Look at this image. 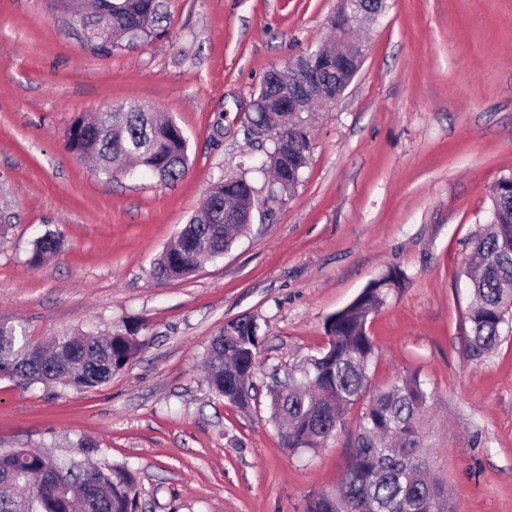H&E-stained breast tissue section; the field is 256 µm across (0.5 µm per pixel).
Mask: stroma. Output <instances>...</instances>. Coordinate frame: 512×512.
Here are the masks:
<instances>
[{
    "label": "stroma",
    "mask_w": 512,
    "mask_h": 512,
    "mask_svg": "<svg viewBox=\"0 0 512 512\" xmlns=\"http://www.w3.org/2000/svg\"><path fill=\"white\" fill-rule=\"evenodd\" d=\"M165 3V37L102 58L47 0H0V214L12 224L0 324L44 345L124 327L141 342L89 391L0 379V452L128 465L143 512H303L337 490L350 431L288 455L270 375L325 349L327 318L398 268L409 284L367 324L371 386L423 380L430 466L457 512H512V334L467 359L463 273L490 190L512 174V0H386L376 23H353L363 62L340 99L317 105L310 164L275 222L189 277L157 280L152 262L213 182L262 157L243 125L266 71L315 50L341 7ZM133 102L182 128L189 173L176 184L110 181L65 149L75 119ZM47 231L62 250L31 266ZM242 316L263 335L245 408L204 379L212 337Z\"/></svg>",
    "instance_id": "1"
}]
</instances>
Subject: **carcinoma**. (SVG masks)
<instances>
[{"label": "carcinoma", "mask_w": 512, "mask_h": 512, "mask_svg": "<svg viewBox=\"0 0 512 512\" xmlns=\"http://www.w3.org/2000/svg\"><path fill=\"white\" fill-rule=\"evenodd\" d=\"M51 8L70 19L83 10L94 27L89 48L108 58L133 40L151 42L166 35L167 16L162 0H48ZM288 67L266 72L250 120L275 131L294 145L295 160L288 171H272L286 183L276 186L288 197L302 181L309 165L310 139L305 118L266 104L272 84ZM65 147L78 158H92L99 173L114 178L151 176L165 185L183 179L188 171V143L173 120L158 118L152 107L135 104L106 109L70 126ZM274 221L279 208H264L257 188L244 175L217 180L209 189L200 213L190 218L177 241L154 260L151 274L160 279L184 278L201 260L224 256L250 225L212 220L224 209ZM491 209L499 223L476 231L465 256L473 302L468 307L466 355L481 361L512 331V181L504 180L491 195ZM63 236L46 232L34 241L29 262L36 267L56 255ZM409 283L399 268L371 281L364 292L326 321L328 348L299 371L288 370V385L271 391L270 418L288 453L314 451L342 427L345 414L361 405L351 430L349 457L336 493H319L306 502L304 512H455L447 490L427 477L429 461L424 444L423 416L430 396L417 376L402 378L370 391V370L376 356L367 322L393 293ZM262 343L260 325L252 317L245 325L224 324L211 341L207 382L229 403L245 406L240 389L253 388L249 373L256 370ZM139 348L134 330L99 336L79 331L54 338L43 350L0 326V378L20 387L59 383L77 390L95 388L121 371ZM136 476L127 465L103 470L80 466L79 471L27 448L0 453V512H139Z\"/></svg>", "instance_id": "1"}]
</instances>
